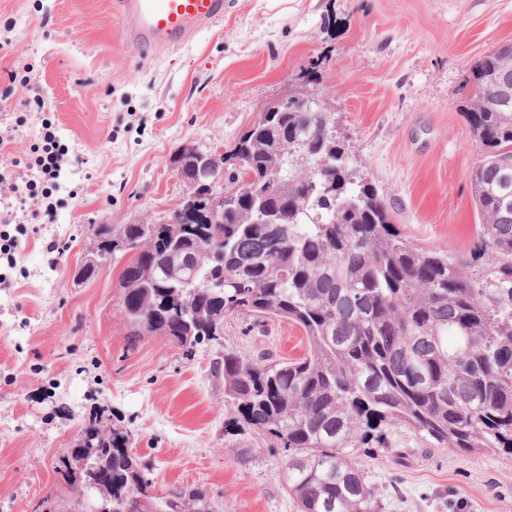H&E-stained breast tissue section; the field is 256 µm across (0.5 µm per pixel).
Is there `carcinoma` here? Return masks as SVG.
I'll return each mask as SVG.
<instances>
[{
  "mask_svg": "<svg viewBox=\"0 0 512 512\" xmlns=\"http://www.w3.org/2000/svg\"><path fill=\"white\" fill-rule=\"evenodd\" d=\"M308 101L309 112L260 113L230 153L211 155L224 223H211L206 201L188 206V192L172 224L92 228L101 249L134 250L121 273L134 336L190 351L221 343L235 315L298 325L299 357L226 347L214 359L228 425L282 450L297 512H380L359 457L388 447L391 425L459 454H512V43L471 70V187L484 222L470 253L398 232L376 187L352 173L333 113ZM83 433L96 447L67 449L62 473L79 488L74 512L87 495L112 512L131 497L141 512L168 510L150 466L127 451L128 430L94 420ZM87 458L111 480L89 489L77 479ZM169 495L178 512H219L202 487Z\"/></svg>",
  "mask_w": 512,
  "mask_h": 512,
  "instance_id": "obj_1",
  "label": "carcinoma"
}]
</instances>
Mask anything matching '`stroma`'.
<instances>
[{
    "label": "stroma",
    "instance_id": "stroma-1",
    "mask_svg": "<svg viewBox=\"0 0 512 512\" xmlns=\"http://www.w3.org/2000/svg\"><path fill=\"white\" fill-rule=\"evenodd\" d=\"M512 43V0H228L223 21L158 60L121 40L112 0H0V170L28 179L51 131L68 163L48 184L53 223L37 224L0 183V512H64L58 470L96 414L132 434L157 493L204 487L224 512H297L283 459L253 431L224 428L220 346L185 354L167 337L130 338L119 255L77 277L95 224H164L188 190L181 144L230 150L286 96L321 98L352 167L419 247L471 251L482 222L470 172V69ZM30 69L29 83L10 81ZM246 355L305 351L287 322L224 323ZM223 343V344H224ZM361 466L381 512H512V457L460 455L402 425Z\"/></svg>",
    "mask_w": 512,
    "mask_h": 512
}]
</instances>
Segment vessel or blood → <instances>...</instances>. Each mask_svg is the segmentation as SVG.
Here are the masks:
<instances>
[{
	"label": "vessel or blood",
	"instance_id": "1",
	"mask_svg": "<svg viewBox=\"0 0 512 512\" xmlns=\"http://www.w3.org/2000/svg\"><path fill=\"white\" fill-rule=\"evenodd\" d=\"M226 0H112L124 43L157 60L224 17Z\"/></svg>",
	"mask_w": 512,
	"mask_h": 512
}]
</instances>
